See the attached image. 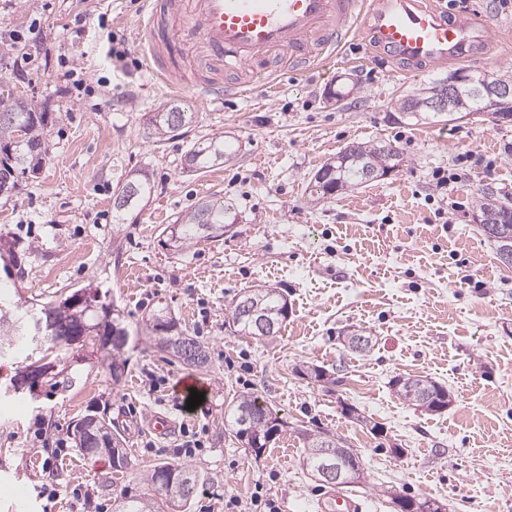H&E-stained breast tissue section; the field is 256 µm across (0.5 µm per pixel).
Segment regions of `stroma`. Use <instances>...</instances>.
<instances>
[{"mask_svg":"<svg viewBox=\"0 0 512 512\" xmlns=\"http://www.w3.org/2000/svg\"><path fill=\"white\" fill-rule=\"evenodd\" d=\"M143 8L0 0V80L53 117L40 170L0 198V236L15 243L14 259H0V289L29 307L92 285L133 330L167 307L208 346L209 363L195 371L133 339L115 384L99 354L73 345L56 365L72 387L44 377L14 394L9 380L32 352L16 347L0 360V512H112L116 495L147 492V471L180 460L192 438L202 448L187 460L200 480L184 512H224L229 499L254 496L279 512H315L328 488L302 463L301 433L323 429L356 449L366 483L354 495L368 512H395V494L446 512H512V266L475 221L485 195L512 205V123L399 112L405 95L446 78L451 64L408 73L361 37L342 51L361 65L318 77L283 71L272 104L247 95L201 106L150 70L135 26ZM466 12L492 31L490 55L468 71L512 76V8L469 0ZM176 98L195 119L157 140L147 117ZM212 137L233 159L184 170L185 154ZM356 142L392 143L403 161L387 178L316 197L314 174ZM142 167L150 199L116 212V186ZM438 170L455 182L437 186ZM206 200L230 209L231 230L181 255L167 250L163 228ZM260 286L288 300L280 335L234 334L233 299ZM354 330L375 338L370 352L344 345ZM311 365L336 385L307 377ZM190 374L208 386L192 410L175 391ZM400 376L444 386L450 405L427 412L400 400L391 387ZM243 393L287 423L258 455L224 418ZM346 404L381 433L345 415ZM94 413L123 432L124 472L76 451L70 424ZM156 415L171 432H153Z\"/></svg>","mask_w":512,"mask_h":512,"instance_id":"obj_1","label":"stroma"}]
</instances>
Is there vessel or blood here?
Here are the masks:
<instances>
[{
	"mask_svg": "<svg viewBox=\"0 0 512 512\" xmlns=\"http://www.w3.org/2000/svg\"><path fill=\"white\" fill-rule=\"evenodd\" d=\"M138 28L156 75L202 102L269 96L279 63L308 75L353 37L411 65L488 55V23L416 0H144ZM320 512H362L333 492Z\"/></svg>",
	"mask_w": 512,
	"mask_h": 512,
	"instance_id": "obj_1",
	"label": "vessel or blood"
}]
</instances>
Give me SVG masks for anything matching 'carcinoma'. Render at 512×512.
<instances>
[{"label": "carcinoma", "mask_w": 512, "mask_h": 512, "mask_svg": "<svg viewBox=\"0 0 512 512\" xmlns=\"http://www.w3.org/2000/svg\"><path fill=\"white\" fill-rule=\"evenodd\" d=\"M473 111L486 115L492 121L508 123L512 121V98L496 102L491 107L481 104L472 106ZM49 121V113L37 110V104L25 99H16L12 96H0V186H6V190L13 191L17 188L18 177L26 171L36 172L42 163V155L46 154L45 142L42 132ZM195 170L203 171L216 166L214 155H221L224 160H229L232 151L224 140L213 137L202 142L197 148ZM387 153L393 157L390 164L398 166L402 162V155L397 147L391 144H352L339 152L336 157L326 162L322 167L324 182H315V192L323 195L333 191H339L349 185H360L368 182L364 176L363 160L377 157ZM153 185L151 181L130 172L125 182L116 188V192L122 196L136 195L138 197L151 196ZM481 214H489L495 218V223L500 225L502 233L512 235V207L502 204L489 197L478 204ZM229 221V213L224 205L204 201L193 210L179 217L174 222L177 226L178 242L176 249L185 252L201 241H215L223 236L217 232L210 237L204 236L201 229L203 224H211L220 229ZM262 307L276 323L275 332H280L283 323L288 318V301L285 296L275 288L262 289ZM121 326L119 341H107L105 337L112 335V324ZM178 331V322L163 308L155 310L147 319L141 330L150 345L158 350H163L162 340L175 336ZM20 336L39 337L41 340H49L51 347L60 352L67 343L61 340L63 336H71L78 340L87 338L92 348L103 355L102 365L106 376H112V368L116 364H126V348L128 346L130 332L123 326L121 315L112 313V303L101 299V292L95 291L91 296L90 307L70 309L59 304L42 306L29 321L24 322L16 316L14 310L0 302V358L8 355L13 339ZM197 354L182 355L183 363L196 368H203L208 363L207 347L200 342H194ZM402 384L395 389L397 396L409 403L421 400H435L448 395L441 385L424 377L400 378ZM259 398L254 395H239L232 401L230 419L232 426L236 428V436L251 444L255 439L260 441V447L254 452L261 453L266 448L273 436L282 426V420L275 418L268 422L260 417L245 420L243 412L249 408L258 407ZM305 456L303 464L307 469L316 474L319 469V458L316 457L315 441L312 433L303 431ZM75 448L81 455L95 457L104 456L106 452L99 448V443L93 434H88L81 441L75 443ZM190 477L193 484L189 488L188 495L177 492L171 499L172 503L186 504L193 497L199 482L195 468L180 462H165L154 466L145 481L153 489L170 480L171 477ZM166 502L158 497L123 492L114 498L112 512H164Z\"/></svg>", "instance_id": "cac0c4a2"}]
</instances>
